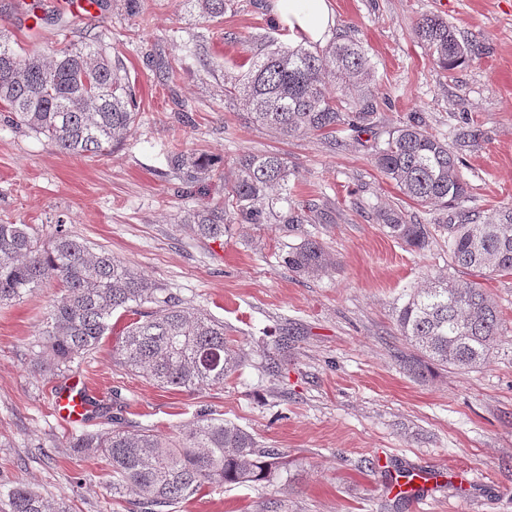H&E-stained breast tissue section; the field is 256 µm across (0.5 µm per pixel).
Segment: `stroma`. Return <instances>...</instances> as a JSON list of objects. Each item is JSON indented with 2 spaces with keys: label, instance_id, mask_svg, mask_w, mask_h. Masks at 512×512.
I'll use <instances>...</instances> for the list:
<instances>
[{
  "label": "stroma",
  "instance_id": "stroma-1",
  "mask_svg": "<svg viewBox=\"0 0 512 512\" xmlns=\"http://www.w3.org/2000/svg\"><path fill=\"white\" fill-rule=\"evenodd\" d=\"M0 0V33L27 51L51 53L65 39L106 41L119 55L139 104L135 130L105 156L61 152L45 138L0 125V223L42 235L57 220L91 248L105 249L186 306L222 321L246 358L224 385L162 388L127 374L112 359L128 323L112 328L68 377L33 371L32 347L61 294L49 282L0 307V502L21 483L70 512H132L112 497L104 458L70 453L69 438L101 428L97 414L67 415L70 387L96 404L122 397L121 414L177 439L198 410L234 421L293 466L287 484H214L170 512H512V275L486 281L503 328L489 360L475 369L440 368L420 379L401 357L410 346L394 313L405 294L434 277L468 278L437 241L407 250L372 217L390 204L426 223L371 163L369 148L342 133L341 146L306 136L288 141L245 122L224 95L226 77L250 65V36L291 41L264 0H237L208 21L186 0H99L74 19L56 0ZM333 37L361 43L373 67L377 124L397 126L420 113L426 128L451 137L469 124L481 138L465 148L469 192L462 209L487 216L512 208V0H331ZM447 19L473 41L479 59L445 72L412 29L421 15ZM41 23H34V16ZM194 40L195 56L184 43ZM179 67L167 79L158 61ZM192 121L180 124L177 116ZM189 149L223 159L278 150L297 170L288 198L318 205L325 220L285 232L277 225L225 224L217 243L184 224L193 200L177 196L166 153ZM322 242L335 269L299 275L282 261L304 236ZM286 336L288 353L267 372V333ZM429 473L418 501L396 499L399 469Z\"/></svg>",
  "mask_w": 512,
  "mask_h": 512
}]
</instances>
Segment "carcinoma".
<instances>
[{
    "instance_id": "cac0c4a2",
    "label": "carcinoma",
    "mask_w": 512,
    "mask_h": 512,
    "mask_svg": "<svg viewBox=\"0 0 512 512\" xmlns=\"http://www.w3.org/2000/svg\"><path fill=\"white\" fill-rule=\"evenodd\" d=\"M210 20L233 10L235 0H193ZM415 38L436 64L452 72L477 59L474 46L457 37L441 16L426 14L413 27ZM370 60L356 41L320 48L260 42L248 71L224 85L245 120L281 140L320 136L334 149L336 134L355 137L376 127V96ZM136 96L120 59L103 43L68 41L51 55L28 53L0 38V124L45 138L59 150L99 157L119 147L135 129ZM372 146V159L399 192L422 207L456 210V224H412L400 208L374 210L389 236L424 250L437 233L448 234L451 264L485 280L512 275V208L483 220L459 210L468 192L459 152L429 133L418 117L386 131ZM167 161L177 192L206 195L213 178L223 196L187 211L184 222L204 239L224 238V224H317L319 207L292 205L273 191L292 174L278 152L240 158L231 176L203 154L171 151ZM284 264L297 274H321L335 265L317 240L289 248ZM55 280L63 288L45 316L39 347L49 360L34 363L40 375L59 376L87 357L110 329L113 312L132 315L120 334L116 363L160 387L201 390L224 385L245 362L224 332V323L200 308L185 307L166 290L105 250L92 251L63 224L47 238L26 224H0V305H8ZM399 335L413 353L407 366L421 376L432 365L473 369L492 354L501 317L482 284L437 277L406 295L396 314ZM108 428L81 432L68 447L83 456H102L112 471V495L135 496L139 512L167 508L201 495L215 483L247 486L288 481L287 455L263 447L249 431L199 410L193 426L172 441L133 425L111 408L102 411ZM0 512H68L36 489L20 484Z\"/></svg>"
}]
</instances>
